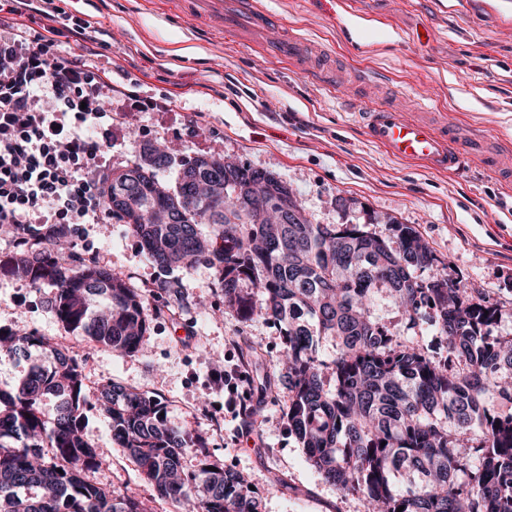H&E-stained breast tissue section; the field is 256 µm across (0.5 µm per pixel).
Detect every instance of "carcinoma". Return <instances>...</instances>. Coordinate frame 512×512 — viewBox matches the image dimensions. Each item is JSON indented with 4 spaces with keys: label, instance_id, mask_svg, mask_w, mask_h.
Listing matches in <instances>:
<instances>
[{
    "label": "carcinoma",
    "instance_id": "1",
    "mask_svg": "<svg viewBox=\"0 0 512 512\" xmlns=\"http://www.w3.org/2000/svg\"><path fill=\"white\" fill-rule=\"evenodd\" d=\"M170 164L141 153L113 171L112 214L173 301L186 298L171 274L200 263L214 270L224 309L280 327L288 429L322 477L365 512H512V337L498 334L490 294L445 267L428 274L438 258L413 225L393 222L385 238L365 224H315L287 185L240 161L185 156L174 182L159 180ZM239 186L261 204L224 211ZM283 195L288 212L270 224L262 204ZM70 235L66 224L44 225L13 267L35 288H56L52 308L65 328L101 350L141 351L151 324L143 294L60 251ZM387 299L443 340L447 355L375 315ZM0 358L27 365L0 387V512H147L89 477L99 460L81 408L92 399L158 497L190 512H257L243 474L212 461L200 434L168 423L157 399L114 383L88 392L76 357L34 331L1 333ZM189 451L199 458L191 473L182 464Z\"/></svg>",
    "mask_w": 512,
    "mask_h": 512
}]
</instances>
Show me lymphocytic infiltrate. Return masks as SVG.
I'll list each match as a JSON object with an SVG mask.
<instances>
[{
    "mask_svg": "<svg viewBox=\"0 0 512 512\" xmlns=\"http://www.w3.org/2000/svg\"><path fill=\"white\" fill-rule=\"evenodd\" d=\"M39 15L33 29L26 20ZM85 44L62 58L59 39ZM104 33L62 12L55 0H0V225L15 228V248L31 245L35 224H66L79 241L84 224H106L102 192L112 146L111 86L90 63Z\"/></svg>",
    "mask_w": 512,
    "mask_h": 512,
    "instance_id": "f902f5d3",
    "label": "lymphocytic infiltrate"
}]
</instances>
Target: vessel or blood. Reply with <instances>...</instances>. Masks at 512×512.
<instances>
[{"label": "vessel or blood", "instance_id": "b4317fda", "mask_svg": "<svg viewBox=\"0 0 512 512\" xmlns=\"http://www.w3.org/2000/svg\"><path fill=\"white\" fill-rule=\"evenodd\" d=\"M215 22L224 29L244 38L255 49L266 55L292 63L302 72H314L320 80H327L323 68H312V60L324 52L307 39L288 34L269 40V32L279 23L277 14L262 8L258 0H215ZM363 134L369 142L400 161L424 164L440 172H456L473 159L458 138L456 127L444 122H430L410 118L389 101L381 99L364 107L361 114Z\"/></svg>", "mask_w": 512, "mask_h": 512}]
</instances>
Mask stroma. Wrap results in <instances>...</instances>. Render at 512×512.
<instances>
[{
    "label": "stroma",
    "mask_w": 512,
    "mask_h": 512,
    "mask_svg": "<svg viewBox=\"0 0 512 512\" xmlns=\"http://www.w3.org/2000/svg\"><path fill=\"white\" fill-rule=\"evenodd\" d=\"M261 2L278 13L281 30L321 40L363 69L366 88L320 83L165 0H56L108 33L91 59L112 82L108 170L158 141L175 160L230 157L278 176L317 224H365L385 237L388 219L414 225L467 287L491 291L502 310L498 332L512 336V180L479 163L443 175L393 160L364 138L358 116L389 88L405 111L481 134L512 165V0ZM130 93L156 100L158 109L127 111ZM78 249L142 292L152 317L145 353L90 346L58 321L52 288L31 287L1 267L0 332L36 331L63 345L80 360L90 390L115 382L164 401L172 424L202 434L213 460L242 471L261 512H361L359 499L327 483L288 430L275 327L199 313L196 301L224 303L204 265L177 270L189 302L174 305L120 221L84 225ZM250 346L260 357L248 371L270 391L259 433L243 440L241 420L225 412L224 389L210 373L241 363ZM83 432L101 459L94 481L136 497L149 512H186L157 496L113 441L99 407H84Z\"/></svg>",
    "instance_id": "35a3bbf8"
}]
</instances>
